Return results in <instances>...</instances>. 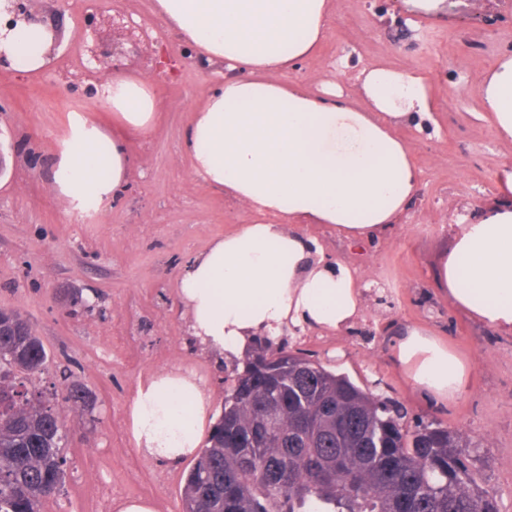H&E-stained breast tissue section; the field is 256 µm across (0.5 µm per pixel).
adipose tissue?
<instances>
[{
	"mask_svg": "<svg viewBox=\"0 0 512 512\" xmlns=\"http://www.w3.org/2000/svg\"><path fill=\"white\" fill-rule=\"evenodd\" d=\"M155 7L199 49L203 64L229 71L187 128L190 174L255 216L187 263L178 293L191 336L215 355L240 356L260 336L349 330L373 283L344 262H327L298 227L328 224L371 242L398 223L419 169L397 129L428 118L426 79L364 69V108L331 89L285 83L283 74L325 39L330 0H155ZM51 41L44 24L0 30V52L20 72L42 68ZM477 92L497 133L512 138V58L484 73ZM103 102L125 132H152L156 102L145 79L113 73ZM129 175L125 141L86 113H69L51 173L66 212L97 211ZM435 280L474 319L512 331V204H475L472 221L441 255ZM392 359L413 389L441 402L467 391L470 363L426 329L406 326ZM213 411L212 397L192 376H151L129 406L132 440L147 458L180 462L203 444Z\"/></svg>",
	"mask_w": 512,
	"mask_h": 512,
	"instance_id": "1",
	"label": "adipose tissue"
}]
</instances>
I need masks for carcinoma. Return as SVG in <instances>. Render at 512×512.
I'll return each instance as SVG.
<instances>
[{"label": "carcinoma", "mask_w": 512, "mask_h": 512, "mask_svg": "<svg viewBox=\"0 0 512 512\" xmlns=\"http://www.w3.org/2000/svg\"><path fill=\"white\" fill-rule=\"evenodd\" d=\"M47 355L0 310V512H41L64 482L65 420L28 388ZM72 418L89 408L70 388ZM470 442L319 361L259 343L232 362L222 413L186 475L182 512H499Z\"/></svg>", "instance_id": "carcinoma-1"}]
</instances>
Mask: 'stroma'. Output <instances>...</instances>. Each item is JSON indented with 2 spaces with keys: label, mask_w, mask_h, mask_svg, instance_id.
Here are the masks:
<instances>
[{
  "label": "stroma",
  "mask_w": 512,
  "mask_h": 512,
  "mask_svg": "<svg viewBox=\"0 0 512 512\" xmlns=\"http://www.w3.org/2000/svg\"><path fill=\"white\" fill-rule=\"evenodd\" d=\"M75 2H34L63 33L43 69L22 73L0 64V142L7 149L0 309L19 311L40 338L48 360L32 384L56 410L68 413L70 382L94 398L61 448L66 477L44 512H117L131 497L152 500L155 512H181L187 464L144 458L130 435L128 407L138 383L164 369L194 374L223 397L225 373L191 344L176 284L193 255L254 216L194 180L183 150L192 111L221 81L220 69L200 62L152 0H103L93 11L77 10ZM485 9L481 0H443L431 14L403 0H334L326 39L285 73L312 91L337 81L356 103L362 69L383 63L424 76L433 132L399 129L421 169L400 224L365 244L327 224L302 227L328 255L378 281L381 290L368 293L362 319L341 336L312 332L281 342L471 439L474 465L499 512H512V334L455 308L439 295L434 274L472 203L501 201L502 171L512 159V141L496 135L476 92L486 68L512 57V12L490 25ZM113 15L146 29L149 53L170 55L171 70L147 60L124 63V71L150 77L157 124L148 136L128 137L125 187L98 212L69 215L49 182L67 113L86 111L107 132L122 131L111 110L95 102L112 67L96 66L94 81L69 70L72 61H88L86 35ZM408 324L428 327L469 360L472 378L461 399L443 404L413 390L393 363L392 344Z\"/></svg>",
  "instance_id": "stroma-1"
}]
</instances>
